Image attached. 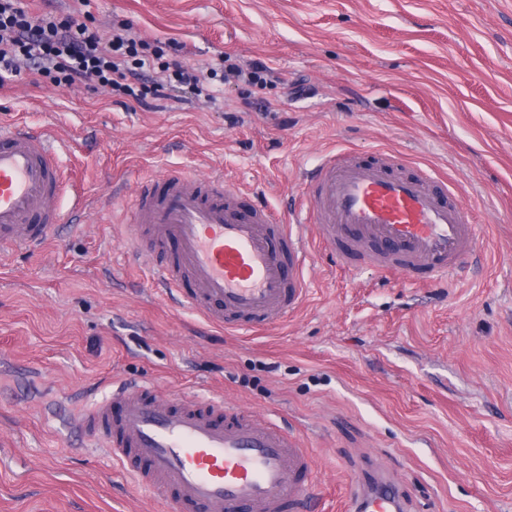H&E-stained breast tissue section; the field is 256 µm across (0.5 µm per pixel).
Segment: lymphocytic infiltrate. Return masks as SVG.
<instances>
[{"mask_svg":"<svg viewBox=\"0 0 512 512\" xmlns=\"http://www.w3.org/2000/svg\"><path fill=\"white\" fill-rule=\"evenodd\" d=\"M26 60L37 75H53L57 84L73 88L96 82L138 103L164 98L162 86L146 83V73L171 66L178 84L203 94L206 77L191 66L170 65L162 47L125 32L105 38L98 30L72 19L34 20L17 0H0V88Z\"/></svg>","mask_w":512,"mask_h":512,"instance_id":"1","label":"lymphocytic infiltrate"}]
</instances>
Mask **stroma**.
I'll list each match as a JSON object with an SVG mask.
<instances>
[{
    "mask_svg": "<svg viewBox=\"0 0 512 512\" xmlns=\"http://www.w3.org/2000/svg\"><path fill=\"white\" fill-rule=\"evenodd\" d=\"M21 2L107 35L131 22L170 61L260 59L281 81L146 107L25 71L0 89V123L65 143L86 199L48 244L0 255V512H171L80 423L129 380L288 429L312 459L310 512H343L375 471L403 512H512V0ZM334 149L446 176L478 261L431 288L312 243L300 308L232 332L155 288L148 229L128 245L147 180L220 176L284 218Z\"/></svg>",
    "mask_w": 512,
    "mask_h": 512,
    "instance_id": "1",
    "label": "stroma"
}]
</instances>
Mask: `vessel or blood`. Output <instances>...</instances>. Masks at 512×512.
I'll list each match as a JSON object with an SVG mask.
<instances>
[{
    "mask_svg": "<svg viewBox=\"0 0 512 512\" xmlns=\"http://www.w3.org/2000/svg\"><path fill=\"white\" fill-rule=\"evenodd\" d=\"M395 156L360 162L325 155L305 176L304 202L292 223L269 208L243 205L222 178L194 180L173 171L143 183L133 221L152 225L154 245H174L154 266L160 288H178L188 308L233 330L278 323L304 300L307 236L349 249L383 272L424 271L428 285L453 276L480 255L469 211L452 202L446 178L430 168L392 171ZM62 165L49 132L0 126V246L50 240L64 214L56 204ZM103 436L138 481L203 512H284L312 495L310 455L287 430L233 405L191 398L172 402L147 388L122 387L83 420ZM397 490L350 483L345 512H399Z\"/></svg>",
    "mask_w": 512,
    "mask_h": 512,
    "instance_id": "1",
    "label": "vessel or blood"
}]
</instances>
